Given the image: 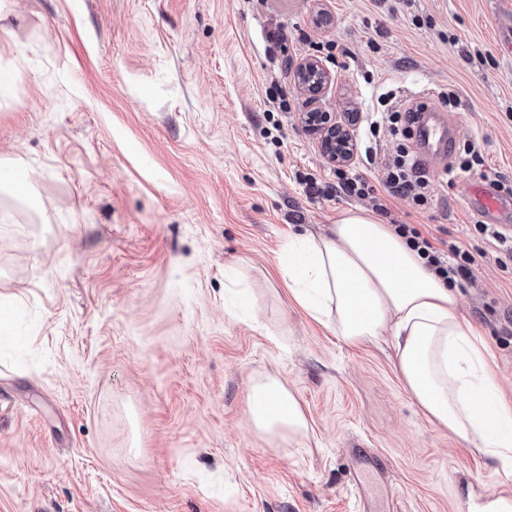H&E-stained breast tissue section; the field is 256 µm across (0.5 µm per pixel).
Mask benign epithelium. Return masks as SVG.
<instances>
[{
  "mask_svg": "<svg viewBox=\"0 0 512 512\" xmlns=\"http://www.w3.org/2000/svg\"><path fill=\"white\" fill-rule=\"evenodd\" d=\"M295 82L309 98L314 108L301 113V123L318 135L319 148L324 159L331 165L340 166L349 163L354 157V140L351 128L357 113L348 112L339 117L325 112L319 106L321 96L331 81V73L316 58L298 62L294 70Z\"/></svg>",
  "mask_w": 512,
  "mask_h": 512,
  "instance_id": "7a95c632",
  "label": "benign epithelium"
}]
</instances>
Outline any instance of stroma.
<instances>
[{
    "label": "stroma",
    "instance_id": "1",
    "mask_svg": "<svg viewBox=\"0 0 512 512\" xmlns=\"http://www.w3.org/2000/svg\"><path fill=\"white\" fill-rule=\"evenodd\" d=\"M503 0H0V512H466L512 474L431 423L393 339L351 346L290 297L289 240L345 195L301 121L292 63L318 57L327 112L427 100L512 193V25ZM456 93L455 105L444 95ZM286 101L287 111L274 109ZM377 176L387 131L353 128ZM446 164L433 201H385L475 257L461 311L512 404V260ZM275 376L309 422L271 438L246 414ZM381 461L360 500L351 450Z\"/></svg>",
    "mask_w": 512,
    "mask_h": 512
}]
</instances>
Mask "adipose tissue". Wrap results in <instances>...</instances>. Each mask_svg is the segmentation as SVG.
I'll use <instances>...</instances> for the list:
<instances>
[{
	"instance_id": "adipose-tissue-1",
	"label": "adipose tissue",
	"mask_w": 512,
	"mask_h": 512,
	"mask_svg": "<svg viewBox=\"0 0 512 512\" xmlns=\"http://www.w3.org/2000/svg\"><path fill=\"white\" fill-rule=\"evenodd\" d=\"M280 268L296 303L345 343L391 334L397 372L423 414L512 472V407L499 399L478 330L460 314L456 286L391 225L341 211L325 233L292 239ZM248 417L271 436L308 431L300 403L274 377L252 386Z\"/></svg>"
}]
</instances>
